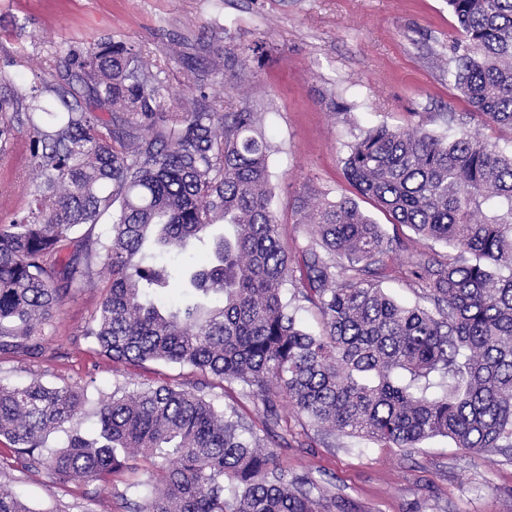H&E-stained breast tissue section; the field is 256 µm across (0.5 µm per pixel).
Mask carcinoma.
I'll list each match as a JSON object with an SVG mask.
<instances>
[{"instance_id":"1","label":"carcinoma","mask_w":512,"mask_h":512,"mask_svg":"<svg viewBox=\"0 0 512 512\" xmlns=\"http://www.w3.org/2000/svg\"><path fill=\"white\" fill-rule=\"evenodd\" d=\"M461 39L448 81L467 119L512 131V0H448ZM262 47L224 49L234 78ZM61 81L28 89L0 72V158L25 131L37 181L0 224V353L36 355L64 300L102 279L82 328L123 366L171 363L239 383L263 433L203 388L117 386L99 399L96 435L78 420L84 388L35 379L0 385V437L27 470L58 483L148 478L132 512H331L323 486L288 476L266 450L286 400L314 426L411 451L445 437L474 454L512 448V152L479 135L443 137L381 125L348 145L350 184L394 227L447 254L408 270L432 308L376 284L384 258L408 248L350 198L303 196L312 240L291 258L270 209V145L238 107L198 88L173 105L164 69L104 38L64 59ZM108 221L100 239L78 234ZM294 299L312 305L309 332ZM443 379L441 393L428 394ZM66 429L52 449L49 435ZM0 512H31L0 482Z\"/></svg>"}]
</instances>
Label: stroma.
Instances as JSON below:
<instances>
[{
  "label": "stroma",
  "instance_id": "35a3bbf8",
  "mask_svg": "<svg viewBox=\"0 0 512 512\" xmlns=\"http://www.w3.org/2000/svg\"><path fill=\"white\" fill-rule=\"evenodd\" d=\"M213 21L224 27V46H265L262 63L252 65L242 82L214 69L213 47L198 46L204 25ZM456 35L447 0H224L219 13L211 0H0V71L22 88L38 73L53 80L69 49L109 37L140 46L147 62L165 68L174 97L187 86L200 87L223 98L230 112L238 90H245L271 146V209L292 253L311 234L296 216L304 194L357 199L386 233L409 236L408 228H393L371 201L358 198L343 161L350 142L382 124L459 134L448 115L468 112L469 105L448 80ZM176 41L187 54L181 62L167 55ZM335 100L348 104V111L335 112ZM428 247L422 240L386 261L380 286L402 304L425 303L405 271ZM102 298L98 288L68 296L39 337L41 355L0 354L2 384L21 387L39 379L57 387L87 386L81 428L90 434L98 428L95 400L111 395L116 384L130 390L150 381L191 387L202 379L163 363L116 373L81 334ZM281 414L291 431L272 442L271 451L289 474L328 487L336 496L332 512H512V448L477 455L435 437L406 452L317 430L288 406ZM9 454V442L1 439L0 482L32 512H128L127 501L137 498L129 488L134 475L62 485L46 471L9 467Z\"/></svg>",
  "mask_w": 512,
  "mask_h": 512
}]
</instances>
